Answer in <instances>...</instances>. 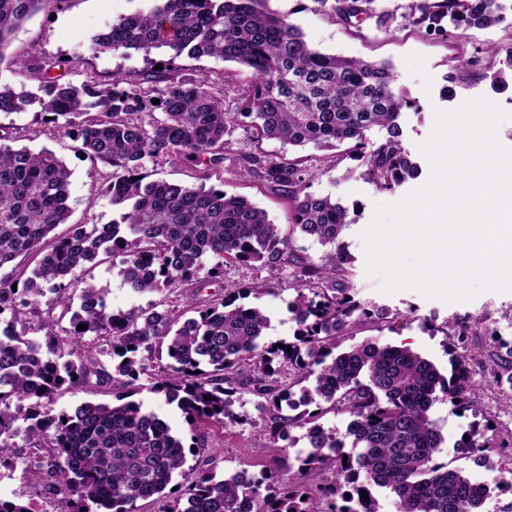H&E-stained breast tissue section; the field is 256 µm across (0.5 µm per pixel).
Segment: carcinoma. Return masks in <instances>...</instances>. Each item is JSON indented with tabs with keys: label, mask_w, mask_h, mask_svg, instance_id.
<instances>
[{
	"label": "carcinoma",
	"mask_w": 512,
	"mask_h": 512,
	"mask_svg": "<svg viewBox=\"0 0 512 512\" xmlns=\"http://www.w3.org/2000/svg\"><path fill=\"white\" fill-rule=\"evenodd\" d=\"M42 2L0 0V60ZM261 2L153 0L150 11L119 17L88 47L93 55L134 50L147 60L167 47L172 54L159 62L160 70L115 71L105 83L78 87L49 76L40 63L22 65V75L39 81L42 95L35 99L42 117L77 128L87 158L112 167L102 194L119 218L72 224L66 236L50 239L71 214L72 172L51 151L0 142V270L19 257L37 259L25 276L14 269L0 275V466L14 464L21 432L32 447L48 449L36 468L60 495L57 512H136L141 500H164L176 476L177 499L161 512H242L246 503L256 512H378V489L395 496L399 512H479L491 488L435 462L444 438L431 414L440 400L468 408L474 358L454 355L445 376L407 347L366 340L334 354L354 324L382 320L386 312L350 294V259L341 241L348 210L305 192L303 173L321 170L324 158L308 156L306 171L261 151L235 158L241 176L289 201L293 229L328 248L319 263L295 253L292 239L264 210L205 188L224 164L225 136L239 126L293 147L346 145L363 175L383 191L419 175L398 123L408 100L396 90L390 65L321 53L286 15L260 9ZM373 3L335 0L333 17L347 27L373 18L390 30L394 17ZM405 19L437 34L449 26L462 34L494 26L502 14L498 0H413ZM183 54L243 68L239 111H224V73H185L176 65ZM35 99L0 84V112H23ZM375 127L385 134L372 142L368 132ZM147 160L184 163L202 184L150 180ZM117 251L127 256L120 275L132 293L178 288L185 306L162 301L115 312L105 290L87 280L75 294L80 274ZM207 258L214 263L201 278ZM228 260L294 267L296 296L288 303L297 324L294 340H264L268 316L236 304L242 290L223 284ZM210 286L220 292L200 297ZM42 305L45 334L29 337V316ZM57 308L70 314L69 326L53 317ZM189 310L195 316H187ZM101 346L116 360L110 367L97 358ZM162 349L170 362L156 366L152 356ZM314 365L320 370L313 387L294 402L299 374ZM143 376L152 393L182 412L191 443L133 400ZM91 380L109 387L113 402L83 403L71 413L53 409L64 386ZM246 387L268 417L266 436L255 447L293 428L306 430L309 449L296 471L259 481L238 472L219 479L209 469L186 466L187 455L207 449L200 424L244 422L233 405ZM284 403L303 411L285 415ZM330 410L349 416L344 435L321 423ZM348 437L349 454L343 451ZM463 447L475 463L490 464L493 444L484 432L472 430ZM313 470H329L332 478L312 489L304 478Z\"/></svg>",
	"instance_id": "carcinoma-1"
}]
</instances>
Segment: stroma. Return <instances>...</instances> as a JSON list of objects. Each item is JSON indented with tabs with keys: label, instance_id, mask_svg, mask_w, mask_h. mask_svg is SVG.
I'll use <instances>...</instances> for the list:
<instances>
[{
	"label": "stroma",
	"instance_id": "35a3bbf8",
	"mask_svg": "<svg viewBox=\"0 0 512 512\" xmlns=\"http://www.w3.org/2000/svg\"><path fill=\"white\" fill-rule=\"evenodd\" d=\"M152 0H68L63 9L46 5L26 20L10 47L0 55V83L37 92V81L19 73L20 63L40 62L50 67L52 76L61 82L81 85L103 82L113 71L139 72L146 63L141 54L125 56L112 53L91 55V38L105 29L118 16L138 9H149ZM505 19L490 28H473L465 34L449 32L441 36L424 27L405 21L411 0H376V8L396 15L390 31H382L373 20L360 26L346 27L326 14L316 11L313 0H266L264 7L289 16L305 35L308 44L324 53L354 57L372 62H386L392 67L395 84L410 105L403 109L400 123L403 141L423 173L429 172L427 160L418 146L430 135L435 110H453L465 101L484 97L507 111H512V89L499 92L492 88L489 73L502 67L506 48L512 47V0H501ZM476 60L475 69L460 67L463 58ZM186 72L200 74L224 72L229 84L224 94V108L238 111L241 105L239 89L245 82L241 66L216 58L181 57ZM0 135L7 136L15 147L32 150L48 149L60 157L72 170L70 185L71 216L68 224L59 225L55 233L62 236L69 224H108L116 213L101 188L111 170L92 166L90 160L75 149L66 130L45 122L39 104L30 105L21 113H0ZM227 158L223 172L213 175L210 186L242 196L263 209L270 220L279 224L282 234L291 236L299 254L320 261L324 246L311 238L292 231L288 223L286 199L261 181L241 178L234 174L232 159L237 154L263 151L291 161L304 158L305 153L283 146L274 140L255 141L245 128H236L227 137ZM308 190L317 196H328L349 210L351 222L342 240L352 262L349 282L355 300L369 308L385 309L389 317L382 322H363L343 340L349 348L366 340L381 345L404 346L432 361L441 371L449 373L450 363L447 334L467 329L465 349L476 355L472 366L469 399L471 407L457 412L448 402L438 401L432 416L437 420L445 442L438 462L472 474L475 465L464 455L459 442L473 425H482L496 449L491 454L495 463L512 461V390L492 385L490 367L493 360L512 349V291L484 292L473 300L446 304L429 300L414 290L385 294L379 290L376 278L367 275L361 232L370 223L374 207L392 203L422 186L421 178L410 180L392 192L378 190L362 174L359 162L340 156L323 172L307 179ZM121 255H113L93 271L97 287L106 291V300L113 310H125L134 305L145 306L152 295L133 294L123 283L119 269ZM224 281L229 285L250 288V295L240 297L241 305L260 307L270 319L267 339L271 342L292 340L296 324L291 319L288 303L295 295V277L291 266L268 269L257 262H228L224 265ZM447 333H440V326ZM257 397L240 390L234 405L245 421L209 432L205 461L217 476L246 472L257 477L267 472L287 471L296 467V458L307 447L303 429H292L287 439L270 441L268 448L256 450L252 438L266 428V416L257 406ZM18 455L12 468L0 467V494L43 501L47 512H54L55 496L40 485L29 464L33 450L25 435L15 439Z\"/></svg>",
	"mask_w": 512,
	"mask_h": 512
}]
</instances>
